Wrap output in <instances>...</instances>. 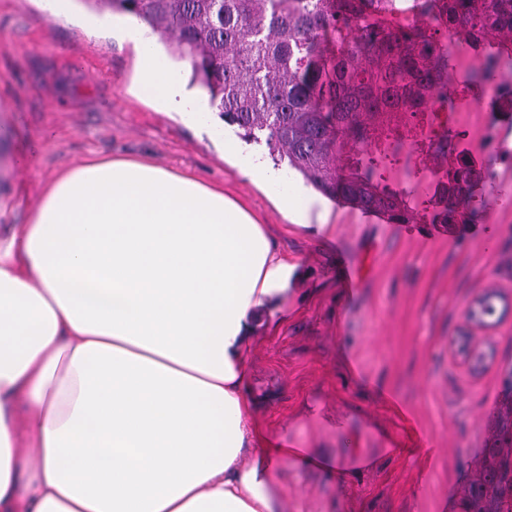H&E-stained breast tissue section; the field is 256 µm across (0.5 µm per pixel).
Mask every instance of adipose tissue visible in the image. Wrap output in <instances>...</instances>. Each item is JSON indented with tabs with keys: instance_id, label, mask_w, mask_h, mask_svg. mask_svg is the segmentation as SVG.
I'll use <instances>...</instances> for the list:
<instances>
[{
	"instance_id": "adipose-tissue-1",
	"label": "adipose tissue",
	"mask_w": 512,
	"mask_h": 512,
	"mask_svg": "<svg viewBox=\"0 0 512 512\" xmlns=\"http://www.w3.org/2000/svg\"><path fill=\"white\" fill-rule=\"evenodd\" d=\"M139 96L204 122L134 20ZM297 265L221 186L92 157L0 237V512H288L282 466L378 458L265 434L245 393Z\"/></svg>"
}]
</instances>
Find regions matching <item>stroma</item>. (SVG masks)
<instances>
[{
  "instance_id": "obj_1",
  "label": "stroma",
  "mask_w": 512,
  "mask_h": 512,
  "mask_svg": "<svg viewBox=\"0 0 512 512\" xmlns=\"http://www.w3.org/2000/svg\"><path fill=\"white\" fill-rule=\"evenodd\" d=\"M85 5L48 19L42 0H0V231L24 223L43 184L99 157L144 158L223 186L267 224L298 265L288 321L247 357L265 429L307 448L386 449L344 481L286 468L288 512H507L489 481L512 476V316L486 335V367L451 351L468 305L487 289L512 299V205L471 224H385L325 200L297 226L240 174L201 126L133 94L137 51L111 29L81 27ZM326 230H317V223ZM358 269L349 291L335 262ZM435 452H409L417 432Z\"/></svg>"
}]
</instances>
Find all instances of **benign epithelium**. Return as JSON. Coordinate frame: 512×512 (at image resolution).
I'll use <instances>...</instances> for the list:
<instances>
[{"instance_id": "7a95c632", "label": "benign epithelium", "mask_w": 512, "mask_h": 512, "mask_svg": "<svg viewBox=\"0 0 512 512\" xmlns=\"http://www.w3.org/2000/svg\"><path fill=\"white\" fill-rule=\"evenodd\" d=\"M511 313L512 302L504 300L494 289L484 291L471 302L460 331V335L469 340L468 347L462 351L463 361L467 367L479 371L485 367L490 357L489 347L472 342L475 332L494 330L502 317Z\"/></svg>"}]
</instances>
